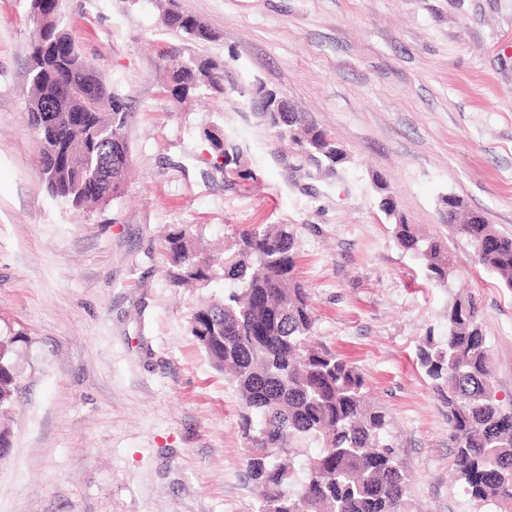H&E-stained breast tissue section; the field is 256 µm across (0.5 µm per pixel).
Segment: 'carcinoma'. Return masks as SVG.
<instances>
[{
    "mask_svg": "<svg viewBox=\"0 0 512 512\" xmlns=\"http://www.w3.org/2000/svg\"><path fill=\"white\" fill-rule=\"evenodd\" d=\"M31 22L41 20L31 54L44 57L50 71L30 74L32 123L40 129V98L64 85L77 90L96 82L91 102L73 94L50 113L54 137L38 134L40 174L51 196L73 208L104 202L123 193L130 162L123 98L109 91L94 65L76 47L69 57L50 56L57 40L69 39L62 0H32ZM167 25L188 37H209L196 19L168 14ZM226 65L210 59L185 69L174 63L171 81L181 97L204 89L228 97L258 92L225 84ZM260 116L288 145L290 166L311 179L332 178L346 154L326 131L301 112ZM223 165L240 164V153L210 136ZM379 208L394 220L398 244L417 254L429 280L447 284L452 272L438 240L420 239L398 212L387 184L379 181ZM462 203L448 209V224L473 248L474 262L498 274L512 288V236L499 233L475 213L461 215ZM294 232L288 224H255L235 234L224 248V300L199 309L191 335L212 366L231 371L241 402L239 428L248 445L246 474L261 495L258 512H404L407 477L387 438V416L366 401L365 381L346 360L324 347L308 345L315 325L310 294L295 278ZM170 283L207 282L212 265L201 243L182 227L166 238ZM0 340V460L11 447L13 396L17 387L14 343ZM427 375L447 384L440 389L448 409L454 469L472 498L512 512V406L494 395L490 358L472 297L448 305V336L433 337L420 349ZM300 438L318 451L301 472L277 463Z\"/></svg>",
    "mask_w": 512,
    "mask_h": 512,
    "instance_id": "1",
    "label": "carcinoma"
}]
</instances>
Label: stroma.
<instances>
[{
	"label": "stroma",
	"instance_id": "obj_1",
	"mask_svg": "<svg viewBox=\"0 0 512 512\" xmlns=\"http://www.w3.org/2000/svg\"><path fill=\"white\" fill-rule=\"evenodd\" d=\"M32 0H0V336L16 340L0 512H257L240 401L190 333L223 277L172 287L167 234L219 254L253 224H288L318 344L364 377L408 478V512H496L452 469L446 409L418 354L448 306L482 310L493 389L512 400V288L475 265L445 197L512 235V0H63L66 29L129 114L122 195L86 210L47 192L29 121ZM212 39L190 41L164 10ZM210 57L281 92L348 159L292 172L248 98L176 100L165 65ZM241 151L216 165L211 136ZM453 272L430 282L379 209L374 178ZM167 25L179 31L184 38L188 37L191 28H196L199 35L194 40H206L209 37L208 30L196 19L176 13L167 14Z\"/></svg>",
	"mask_w": 512,
	"mask_h": 512
}]
</instances>
